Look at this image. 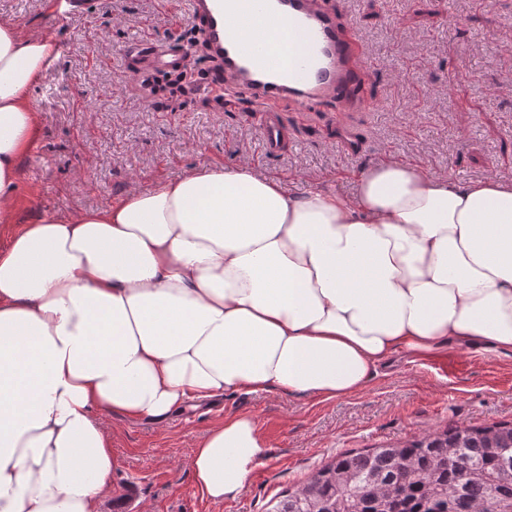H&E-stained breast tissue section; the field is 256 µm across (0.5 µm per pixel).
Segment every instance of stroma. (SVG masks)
<instances>
[{"mask_svg": "<svg viewBox=\"0 0 512 512\" xmlns=\"http://www.w3.org/2000/svg\"><path fill=\"white\" fill-rule=\"evenodd\" d=\"M49 2L0 0L1 21L57 50L32 91L38 130L19 162L16 224L99 209L213 164H251L294 192L353 193L352 172L389 157L462 181L512 180V0H334L369 68L365 106L341 115L279 103L288 144L274 155L261 113L233 92L193 96L176 112L148 108L121 48L137 37L180 43L193 25L189 0H81L62 15ZM227 414L252 416L267 448L244 489L214 503L197 490L192 450ZM104 422L119 466L100 512L117 502L125 512H266L339 453L512 422V352L399 353L346 397L239 392L187 407L162 429Z\"/></svg>", "mask_w": 512, "mask_h": 512, "instance_id": "obj_1", "label": "stroma"}]
</instances>
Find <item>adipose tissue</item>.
Segmentation results:
<instances>
[{"mask_svg": "<svg viewBox=\"0 0 512 512\" xmlns=\"http://www.w3.org/2000/svg\"><path fill=\"white\" fill-rule=\"evenodd\" d=\"M54 44L0 21V224L38 125ZM345 196H292L240 163L51 213L0 253V512H97L117 460L106 414L163 427L190 403L361 391L400 351H512V182L394 159ZM248 415L193 450L198 491L235 496L265 457Z\"/></svg>", "mask_w": 512, "mask_h": 512, "instance_id": "1", "label": "adipose tissue"}]
</instances>
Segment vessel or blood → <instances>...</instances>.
<instances>
[{
  "label": "vessel or blood",
  "instance_id": "obj_1",
  "mask_svg": "<svg viewBox=\"0 0 512 512\" xmlns=\"http://www.w3.org/2000/svg\"><path fill=\"white\" fill-rule=\"evenodd\" d=\"M191 11L223 70L206 89L247 96L257 111L292 100L350 112L361 102L367 73L339 26L331 0H190ZM124 53L156 70L174 72L187 62L181 46L147 40Z\"/></svg>",
  "mask_w": 512,
  "mask_h": 512
}]
</instances>
